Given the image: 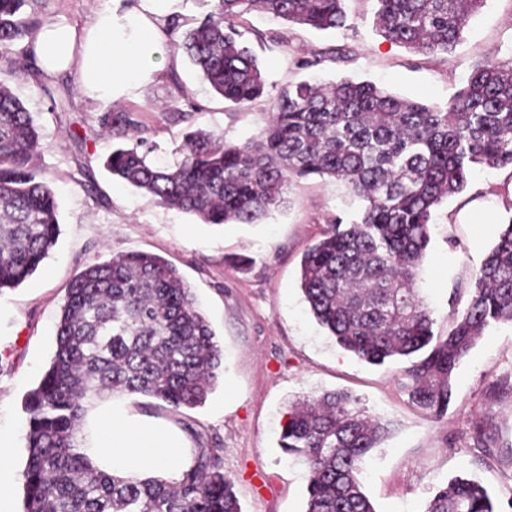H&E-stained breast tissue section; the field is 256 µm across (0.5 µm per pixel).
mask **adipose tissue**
I'll list each match as a JSON object with an SVG mask.
<instances>
[{"mask_svg": "<svg viewBox=\"0 0 512 512\" xmlns=\"http://www.w3.org/2000/svg\"><path fill=\"white\" fill-rule=\"evenodd\" d=\"M176 0L91 11L83 27L48 22L27 42L43 77L66 72L79 91L102 106L132 94L138 83L163 65L161 30L175 13ZM182 441L166 429L134 422L115 406L98 409L95 445L90 452L103 469L130 472L178 466Z\"/></svg>", "mask_w": 512, "mask_h": 512, "instance_id": "1", "label": "adipose tissue"}]
</instances>
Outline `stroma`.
Here are the masks:
<instances>
[{
	"mask_svg": "<svg viewBox=\"0 0 512 512\" xmlns=\"http://www.w3.org/2000/svg\"><path fill=\"white\" fill-rule=\"evenodd\" d=\"M108 0H38L37 22L79 25ZM345 28L317 31L251 12L245 39L267 82V96L238 107L202 81L181 47L162 40L164 71L143 80L120 107L138 110L144 136L163 162L188 131L223 133L239 143L256 136L273 98L294 82L354 78L428 105L447 106L473 68L493 56L512 61V0H486L467 22L455 50L428 59L407 51L372 25L374 0H344ZM280 43H272V36ZM322 51L317 66L302 67ZM32 112L44 151L34 165L57 193L60 235L36 273L0 295V432L15 446L6 463L13 474L10 512H23L27 413L25 397L50 362L60 308L70 279L87 264L129 251L157 254L174 265L192 289L224 352V372L205 403L171 411L160 401L124 397L118 404L135 421L163 423L181 438L187 458L200 447L222 450L242 512H304L308 468L278 445L297 398L347 391L391 424V435L367 459L365 490L377 512H424L435 490L456 476L488 489L500 512H512V325L490 328L459 364L447 414L433 418L404 391L402 363L373 366L339 348L309 313L299 286L300 262L334 219L357 220L360 201L332 180L291 181L287 203L258 224L202 223L164 207L144 191L113 181L103 166L112 141L98 137L101 109L84 100L71 80L53 81L44 95L30 77L0 74ZM62 101L64 110L54 109ZM178 101L188 119L161 111ZM512 170L484 168L466 189L435 208L419 288L433 311L436 335L447 336L452 288L474 271L512 222V197L502 186ZM244 255L247 268L234 259Z\"/></svg>",
	"mask_w": 512,
	"mask_h": 512,
	"instance_id": "stroma-1",
	"label": "stroma"
}]
</instances>
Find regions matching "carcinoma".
<instances>
[{"instance_id":"obj_1","label":"carcinoma","mask_w":512,"mask_h":512,"mask_svg":"<svg viewBox=\"0 0 512 512\" xmlns=\"http://www.w3.org/2000/svg\"><path fill=\"white\" fill-rule=\"evenodd\" d=\"M38 0H0V71H31L21 41ZM344 0H215L179 38L201 79L237 106L266 93L241 21L259 11L317 30L346 27ZM373 28L427 58L450 52L485 0H375ZM100 128L123 143L104 166L119 182L206 224H256L285 203L295 179L330 178L364 202L360 219L338 220L304 253L299 284L309 312L336 345L373 365L407 362L412 403L447 414L457 364L491 327L512 324V224L470 282V298L448 336L434 339L431 311L415 288L430 242L432 210L464 191L478 168L512 167V66L478 65L448 107L400 97L371 81H299L281 90L258 135L242 143L195 129L174 166L149 158L135 112L101 113ZM43 149L24 103L0 83V293L27 281L59 236L58 201L32 165ZM223 353L193 292L164 258L132 251L95 262L67 288L54 356L26 397L23 512H242L219 448H198L176 478L123 476L94 466L83 426L107 395L145 396L173 411L205 403ZM387 422L345 392L291 406L280 448L309 469L304 512H376L360 475L390 435ZM425 512H498L480 482L454 477Z\"/></svg>"}]
</instances>
